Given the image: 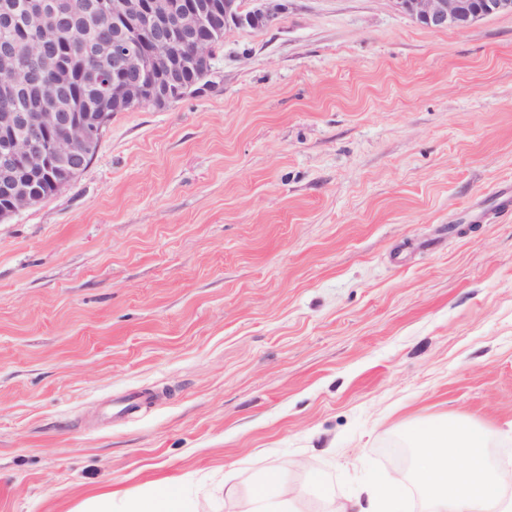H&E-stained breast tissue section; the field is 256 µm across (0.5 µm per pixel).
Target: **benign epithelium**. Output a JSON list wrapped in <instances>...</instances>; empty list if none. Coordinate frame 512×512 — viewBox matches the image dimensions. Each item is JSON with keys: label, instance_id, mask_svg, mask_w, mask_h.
<instances>
[{"label": "benign epithelium", "instance_id": "obj_1", "mask_svg": "<svg viewBox=\"0 0 512 512\" xmlns=\"http://www.w3.org/2000/svg\"><path fill=\"white\" fill-rule=\"evenodd\" d=\"M399 8L418 23L433 29L467 28L479 19L512 14V0H396ZM99 7L112 13V23L132 26L143 21V40L153 64V72H143L131 65L141 51L128 41L116 43L112 57V79L94 86L99 101L120 103L132 94L147 99V104L166 92L155 82L157 72L173 81L178 76L171 48L178 43L191 45L195 53L210 56V47L202 36L203 17L193 0H101ZM286 9L283 0H253L250 12H243L238 0H224V28H254L255 18L271 26ZM25 71L38 78L54 72V60L44 57L30 66L24 56L8 51L0 56V93L11 96L13 76ZM109 122L105 112H0V198L8 200L0 208V223L38 203L21 182L24 173L31 175L46 168L51 160L72 168L79 174L83 166L72 165L71 155L85 151L101 138Z\"/></svg>", "mask_w": 512, "mask_h": 512}]
</instances>
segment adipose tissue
Segmentation results:
<instances>
[{
	"label": "adipose tissue",
	"mask_w": 512,
	"mask_h": 512,
	"mask_svg": "<svg viewBox=\"0 0 512 512\" xmlns=\"http://www.w3.org/2000/svg\"><path fill=\"white\" fill-rule=\"evenodd\" d=\"M410 437L419 450L411 474L374 482L365 499L340 505L336 512H403L411 481L427 512H512V494L494 478L486 456L488 429L444 419L413 429ZM78 512H189V506L174 487L154 485L119 500L109 493L93 497Z\"/></svg>",
	"instance_id": "adipose-tissue-1"
}]
</instances>
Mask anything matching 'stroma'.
Listing matches in <instances>:
<instances>
[{
	"mask_svg": "<svg viewBox=\"0 0 512 512\" xmlns=\"http://www.w3.org/2000/svg\"><path fill=\"white\" fill-rule=\"evenodd\" d=\"M210 81L115 113L0 223V512L152 481L254 512L271 470L328 512L442 418L511 470L512 15L288 0L226 31ZM149 403V397L142 393H132L112 404V416H128L136 413Z\"/></svg>",
	"mask_w": 512,
	"mask_h": 512,
	"instance_id": "obj_1",
	"label": "stroma"
}]
</instances>
